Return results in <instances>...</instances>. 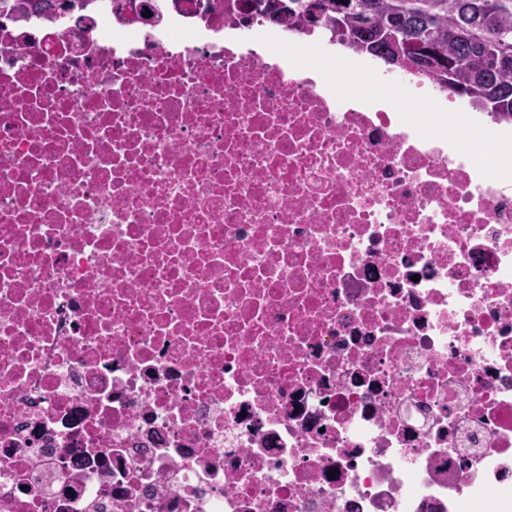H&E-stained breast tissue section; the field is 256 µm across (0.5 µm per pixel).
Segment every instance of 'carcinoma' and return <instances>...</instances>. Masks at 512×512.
Instances as JSON below:
<instances>
[{
    "label": "carcinoma",
    "mask_w": 512,
    "mask_h": 512,
    "mask_svg": "<svg viewBox=\"0 0 512 512\" xmlns=\"http://www.w3.org/2000/svg\"><path fill=\"white\" fill-rule=\"evenodd\" d=\"M258 14L291 32L321 28L332 40L441 88L498 121L512 124V0H323L313 18L307 0H251Z\"/></svg>",
    "instance_id": "carcinoma-1"
}]
</instances>
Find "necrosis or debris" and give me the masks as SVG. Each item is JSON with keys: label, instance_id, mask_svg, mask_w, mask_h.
I'll list each match as a JSON object with an SVG mask.
<instances>
[{"label": "necrosis or debris", "instance_id": "obj_1", "mask_svg": "<svg viewBox=\"0 0 512 512\" xmlns=\"http://www.w3.org/2000/svg\"><path fill=\"white\" fill-rule=\"evenodd\" d=\"M52 2L0 11V512H512V135L246 0Z\"/></svg>", "mask_w": 512, "mask_h": 512}]
</instances>
